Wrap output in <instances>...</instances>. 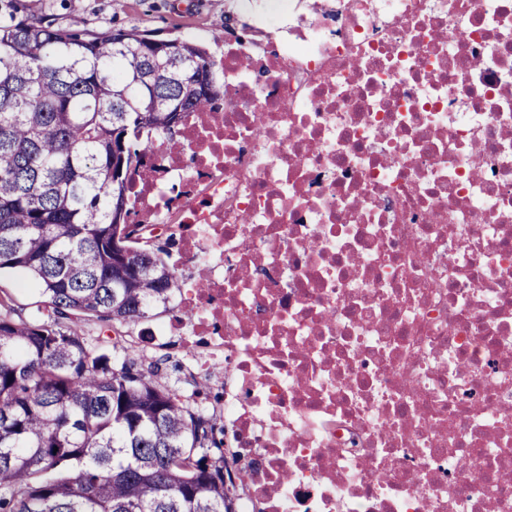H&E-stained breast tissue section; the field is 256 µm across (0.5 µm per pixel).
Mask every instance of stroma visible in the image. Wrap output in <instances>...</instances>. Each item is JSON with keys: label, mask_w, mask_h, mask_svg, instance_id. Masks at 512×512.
I'll list each match as a JSON object with an SVG mask.
<instances>
[{"label": "stroma", "mask_w": 512, "mask_h": 512, "mask_svg": "<svg viewBox=\"0 0 512 512\" xmlns=\"http://www.w3.org/2000/svg\"><path fill=\"white\" fill-rule=\"evenodd\" d=\"M260 8V0H0V21L50 15L54 26L79 22L86 35L136 28L162 39L188 40L206 48L212 58L224 55L226 26H241ZM159 315L129 329L143 369L154 371L160 383L192 395L194 382L187 351L173 340L152 336L163 322Z\"/></svg>", "instance_id": "1"}]
</instances>
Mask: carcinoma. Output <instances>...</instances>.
<instances>
[{
	"label": "carcinoma",
	"instance_id": "carcinoma-1",
	"mask_svg": "<svg viewBox=\"0 0 512 512\" xmlns=\"http://www.w3.org/2000/svg\"><path fill=\"white\" fill-rule=\"evenodd\" d=\"M78 27L0 24V272L43 297L32 319L0 298V512H224V427L123 344L175 308L179 277L160 248H112L132 159L224 82L195 43ZM91 318L121 365L80 334Z\"/></svg>",
	"mask_w": 512,
	"mask_h": 512
}]
</instances>
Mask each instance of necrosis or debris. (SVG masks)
Returning a JSON list of instances; mask_svg holds the SVG:
<instances>
[{
	"instance_id": "4bbe7bcc",
	"label": "necrosis or debris",
	"mask_w": 512,
	"mask_h": 512,
	"mask_svg": "<svg viewBox=\"0 0 512 512\" xmlns=\"http://www.w3.org/2000/svg\"><path fill=\"white\" fill-rule=\"evenodd\" d=\"M134 178L208 277L236 512H512V0H288Z\"/></svg>"
}]
</instances>
